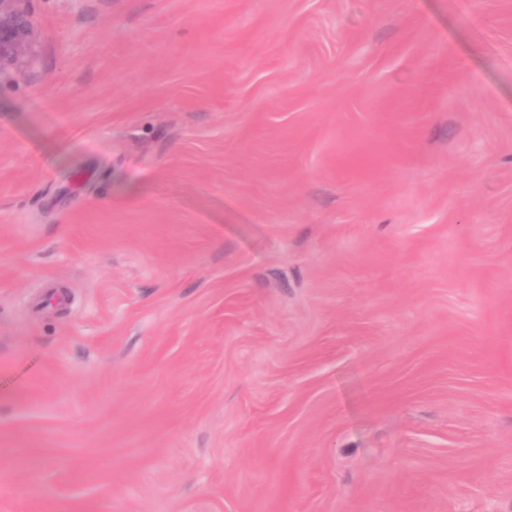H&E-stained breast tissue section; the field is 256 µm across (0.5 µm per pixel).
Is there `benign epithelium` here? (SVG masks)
<instances>
[{"mask_svg": "<svg viewBox=\"0 0 512 512\" xmlns=\"http://www.w3.org/2000/svg\"><path fill=\"white\" fill-rule=\"evenodd\" d=\"M28 0H0V77L17 71L32 52L35 23Z\"/></svg>", "mask_w": 512, "mask_h": 512, "instance_id": "1", "label": "benign epithelium"}]
</instances>
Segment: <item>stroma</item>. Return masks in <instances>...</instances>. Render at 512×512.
<instances>
[{
	"label": "stroma",
	"mask_w": 512,
	"mask_h": 512,
	"mask_svg": "<svg viewBox=\"0 0 512 512\" xmlns=\"http://www.w3.org/2000/svg\"><path fill=\"white\" fill-rule=\"evenodd\" d=\"M28 8L0 512H512V0Z\"/></svg>",
	"instance_id": "obj_1"
}]
</instances>
